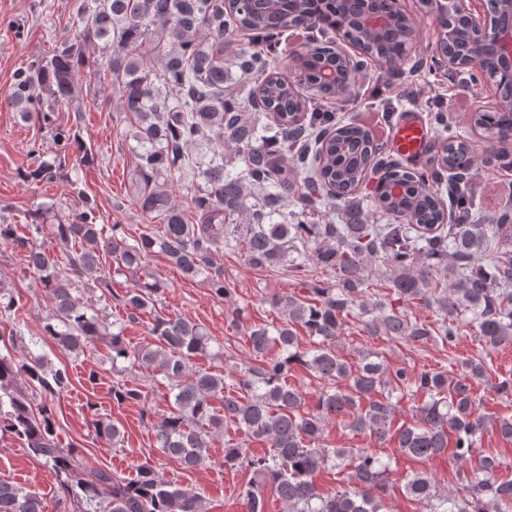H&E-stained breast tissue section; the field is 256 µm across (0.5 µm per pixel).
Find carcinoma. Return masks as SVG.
Instances as JSON below:
<instances>
[{"instance_id":"1","label":"carcinoma","mask_w":512,"mask_h":512,"mask_svg":"<svg viewBox=\"0 0 512 512\" xmlns=\"http://www.w3.org/2000/svg\"><path fill=\"white\" fill-rule=\"evenodd\" d=\"M273 2L274 24L259 20L250 0H84L76 10L81 28L74 41L17 68L12 103L23 117L35 114L50 126L55 107L72 99L75 73L85 64L84 45L102 43L109 52L104 75L119 96L135 142L136 204L164 221L161 235L143 234L130 244L124 225L98 223L90 206L70 224L49 223L52 208L41 207L28 225V237L17 235L16 225L0 215V243L25 249L27 265L52 304L43 336L74 357L105 346L106 360L119 377L113 397L121 403L146 398L143 388L122 374L137 367L151 370L153 381L172 396L170 412L156 425V448L186 469L210 460L211 441L228 423L270 443L271 453L259 457L235 446L224 449V465H245L258 477L242 492L246 512H266L267 485L286 512H387L391 458L367 448L324 446L325 431L337 422L381 445L393 442L402 455L416 460L449 453L461 463L453 491L438 492L434 478L423 472L407 480L406 494L425 503L426 512H512V479L497 476L502 458L492 449L476 451L489 426L512 440V418L491 421L476 412L472 384L486 376L482 363L465 359L454 375H412L374 353L353 366L337 352L343 319L355 309L366 316L363 331L370 336L451 348L467 323L485 348L512 346V263L471 264L499 241L511 240L512 225L465 221L449 225L446 235L434 233L447 213L433 189L440 173L395 164L378 180L375 202L393 215L412 209L422 234L412 236L401 224H372L355 205L344 209L340 224L316 222L322 205L336 197L332 188L345 182L356 187L363 169L382 160L360 125L315 115L306 126L292 123L288 85L273 77V65L283 55L281 36L294 10L321 9L334 16L341 0ZM232 27L264 38L241 49L235 61L241 74L259 79L244 105L230 95L234 85L224 61ZM267 112L279 117L272 138L262 124ZM480 120L494 128L512 123V112H483ZM54 139L64 150L75 146L88 153L65 128L55 127ZM203 142L232 150L242 169L227 168L219 152L205 166H193L187 147ZM428 152L445 161L461 154V144L453 136L436 138ZM187 167L201 180L193 223L161 183ZM392 182L403 186L404 198H391ZM290 195L300 210H288ZM47 241L59 255L49 254ZM231 244L253 266L294 262L300 268L313 259L335 273L336 281L308 289L311 299L295 293L271 297L269 304L285 321L249 329L256 365L219 374L194 367L199 356L220 360L224 353L210 352L206 329L180 316L156 318L152 343L132 347L125 341L123 325L110 320L105 305L112 288L97 276L101 254L111 255L120 274L142 270L150 254L162 253L188 278L207 275L215 294L227 297L231 289L210 274L211 254ZM377 261L391 269L396 300L431 308L433 323L413 320L392 303L364 301L367 271ZM144 278L122 298L130 321L154 306L161 289L149 273ZM18 305L14 293L0 286V314L10 320ZM469 313L466 322L463 316ZM297 326L311 339L307 349L299 343ZM0 342L5 348L0 352V439L20 441L31 457L50 467L62 495L77 502L79 512H208L202 494L164 479L154 466L141 464L136 476L127 478L88 466L76 449L62 447L50 403L70 384L67 367H55L34 353L42 336L25 338L14 322ZM295 364L322 385L307 412L300 388L288 383ZM396 387L413 388L426 401L417 407L416 421L394 431ZM215 397L222 402L219 408L211 404ZM94 426L109 445L124 442V433L111 421L97 419ZM329 464L349 473L347 487L326 495L316 487L315 476ZM0 512H43L42 502L30 489L0 480Z\"/></svg>"}]
</instances>
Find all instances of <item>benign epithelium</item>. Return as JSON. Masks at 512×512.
I'll return each instance as SVG.
<instances>
[{
    "label": "benign epithelium",
    "instance_id": "benign-epithelium-1",
    "mask_svg": "<svg viewBox=\"0 0 512 512\" xmlns=\"http://www.w3.org/2000/svg\"><path fill=\"white\" fill-rule=\"evenodd\" d=\"M474 0H420L421 10L435 17L438 41L435 57L450 69L479 67L494 89L489 112H512V97L496 81L505 74L512 79V0H479L482 11L473 8ZM403 21L411 34L416 23L405 7V0H350L344 23L361 27L372 35H383L396 21ZM319 14L299 12L293 27L310 30L325 25ZM352 54L340 43L314 58L310 48L302 47L288 55V84L297 92V117H302L309 93L326 86V97L341 92V74L351 69Z\"/></svg>",
    "mask_w": 512,
    "mask_h": 512
}]
</instances>
